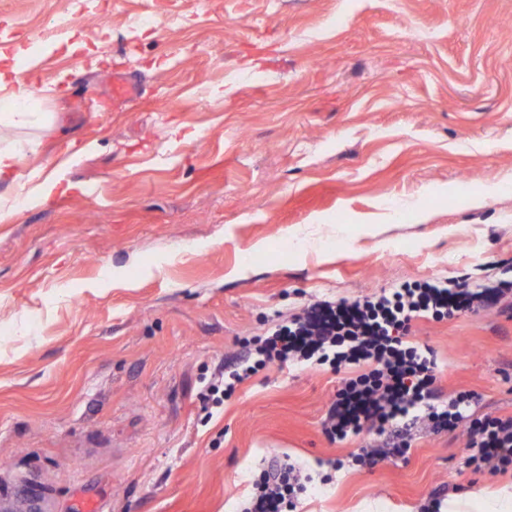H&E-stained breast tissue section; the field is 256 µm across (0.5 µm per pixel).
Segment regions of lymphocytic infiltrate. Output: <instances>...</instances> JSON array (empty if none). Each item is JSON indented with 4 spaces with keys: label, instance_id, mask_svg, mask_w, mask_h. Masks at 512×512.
Wrapping results in <instances>:
<instances>
[{
    "label": "lymphocytic infiltrate",
    "instance_id": "obj_1",
    "mask_svg": "<svg viewBox=\"0 0 512 512\" xmlns=\"http://www.w3.org/2000/svg\"><path fill=\"white\" fill-rule=\"evenodd\" d=\"M511 300V284L493 291L457 281L450 286L405 285L352 302L317 301L294 314L288 324L255 340L227 380L209 385L203 398L220 404L236 383L275 363L313 361L336 372L364 363L367 371L346 378L328 408L323 421L328 438L372 433L402 457L410 448L409 432L415 425L435 433L462 429L467 434L466 466L476 473L505 474L512 471V417L471 411L474 395L469 391L441 402L432 350L410 344L407 335L420 314L452 318ZM310 480L288 458L270 457L252 474L250 491L237 512H296Z\"/></svg>",
    "mask_w": 512,
    "mask_h": 512
}]
</instances>
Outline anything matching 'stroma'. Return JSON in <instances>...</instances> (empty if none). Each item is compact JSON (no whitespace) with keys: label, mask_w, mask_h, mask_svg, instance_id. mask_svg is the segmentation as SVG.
I'll list each match as a JSON object with an SVG mask.
<instances>
[{"label":"stroma","mask_w":512,"mask_h":512,"mask_svg":"<svg viewBox=\"0 0 512 512\" xmlns=\"http://www.w3.org/2000/svg\"><path fill=\"white\" fill-rule=\"evenodd\" d=\"M110 0L105 35L70 0H0V48L48 51L0 110L37 113L65 194L0 182V496L52 512H235L276 453L327 485L298 512H419L512 476L473 474L464 434L406 457L322 421L341 377L277 366L204 414L200 393L308 303L467 275L512 281V0ZM415 20L404 32L406 20ZM141 97L110 96L113 74ZM443 397L512 416V311L417 319ZM15 501L22 509H5L1 503V512L19 511V512H50L44 509L45 497L41 490L30 481H22L17 490Z\"/></svg>","instance_id":"obj_1"}]
</instances>
